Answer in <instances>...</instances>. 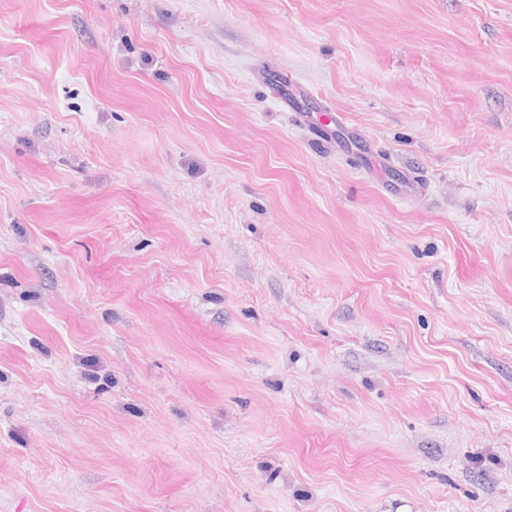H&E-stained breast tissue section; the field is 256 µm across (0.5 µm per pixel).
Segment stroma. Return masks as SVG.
Returning <instances> with one entry per match:
<instances>
[{
  "label": "stroma",
  "mask_w": 512,
  "mask_h": 512,
  "mask_svg": "<svg viewBox=\"0 0 512 512\" xmlns=\"http://www.w3.org/2000/svg\"><path fill=\"white\" fill-rule=\"evenodd\" d=\"M0 512H512V0H0Z\"/></svg>",
  "instance_id": "35a3bbf8"
}]
</instances>
